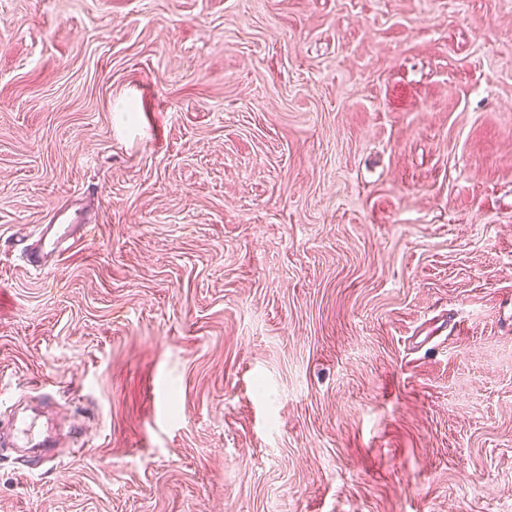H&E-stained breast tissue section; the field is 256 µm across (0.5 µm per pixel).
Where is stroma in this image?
Returning <instances> with one entry per match:
<instances>
[{"label": "stroma", "instance_id": "stroma-1", "mask_svg": "<svg viewBox=\"0 0 512 512\" xmlns=\"http://www.w3.org/2000/svg\"><path fill=\"white\" fill-rule=\"evenodd\" d=\"M46 391L0 512H512V0H0V423ZM52 222L40 224L37 239L32 246L27 245L25 258L32 270L42 272L56 264L76 241L87 237V225L64 213H59Z\"/></svg>", "mask_w": 512, "mask_h": 512}]
</instances>
